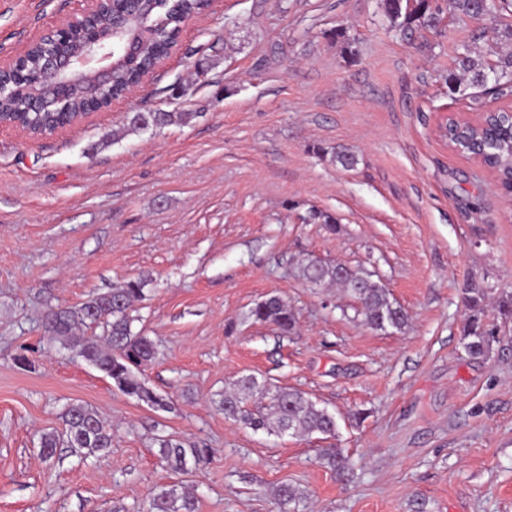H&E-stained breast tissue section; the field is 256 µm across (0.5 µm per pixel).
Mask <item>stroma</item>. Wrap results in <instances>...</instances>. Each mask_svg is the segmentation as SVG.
<instances>
[{"label": "stroma", "instance_id": "1", "mask_svg": "<svg viewBox=\"0 0 512 512\" xmlns=\"http://www.w3.org/2000/svg\"><path fill=\"white\" fill-rule=\"evenodd\" d=\"M82 6L0 0V61ZM482 28L450 15L403 34L381 0H213L109 111L42 138L0 127V512H140L170 486L197 512H276L283 484L299 512H512V324L487 356L461 341L466 282L512 286V197L435 131L441 112L512 109L448 91L456 45ZM153 111L195 118L100 147L127 113ZM344 148L354 169L330 160ZM312 209L336 231L304 223ZM311 257L371 272L408 311L405 331L372 330L342 288L302 280ZM141 276L132 328L156 345L142 375L166 410L43 329L49 309ZM270 294L293 334L250 318ZM246 375L307 393L336 437L225 418L219 400ZM74 401L111 425L110 452L43 459L40 435ZM166 436L208 448V463L167 469ZM323 447L348 454L351 480ZM320 460L343 478L352 477L354 474L351 460L347 456H344L338 448H322ZM274 497L278 512H298L296 508L302 496L296 487L289 484L280 485Z\"/></svg>", "mask_w": 512, "mask_h": 512}]
</instances>
